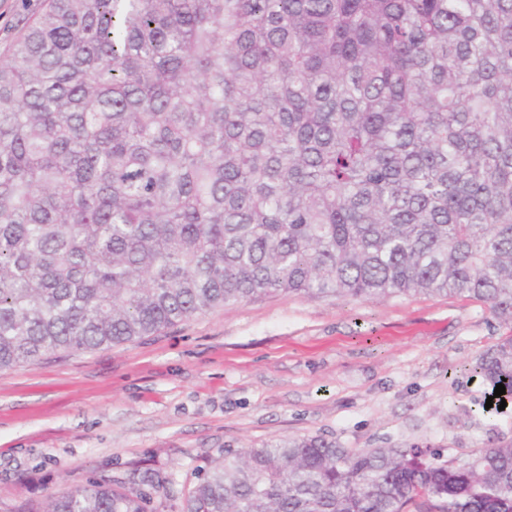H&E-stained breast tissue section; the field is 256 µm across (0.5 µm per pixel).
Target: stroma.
<instances>
[{
  "label": "stroma",
  "mask_w": 512,
  "mask_h": 512,
  "mask_svg": "<svg viewBox=\"0 0 512 512\" xmlns=\"http://www.w3.org/2000/svg\"><path fill=\"white\" fill-rule=\"evenodd\" d=\"M43 0H0V57ZM507 329L463 295H275L161 333L0 372V512L148 469L177 512L225 446L323 435L448 462L512 440L469 364Z\"/></svg>",
  "instance_id": "35a3bbf8"
}]
</instances>
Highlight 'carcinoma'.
I'll list each match as a JSON object with an SVG mask.
<instances>
[{
    "instance_id": "carcinoma-1",
    "label": "carcinoma",
    "mask_w": 512,
    "mask_h": 512,
    "mask_svg": "<svg viewBox=\"0 0 512 512\" xmlns=\"http://www.w3.org/2000/svg\"><path fill=\"white\" fill-rule=\"evenodd\" d=\"M281 294L468 295L512 323V0H45L0 59V371ZM472 371L512 400V335ZM410 507L512 512V441L228 447L182 512Z\"/></svg>"
}]
</instances>
